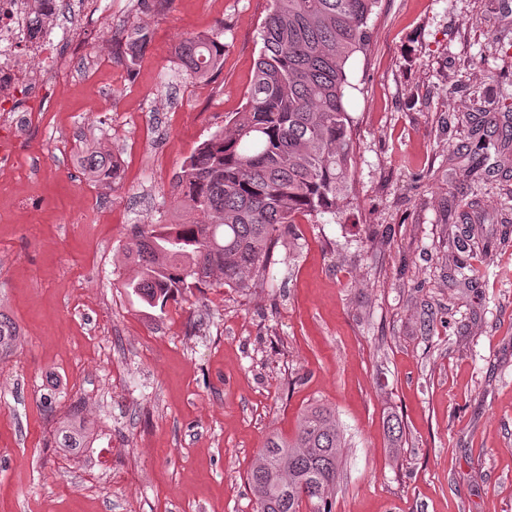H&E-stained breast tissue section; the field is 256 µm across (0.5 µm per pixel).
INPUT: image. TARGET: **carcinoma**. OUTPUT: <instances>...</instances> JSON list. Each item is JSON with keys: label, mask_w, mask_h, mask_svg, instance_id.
<instances>
[{"label": "carcinoma", "mask_w": 512, "mask_h": 512, "mask_svg": "<svg viewBox=\"0 0 512 512\" xmlns=\"http://www.w3.org/2000/svg\"><path fill=\"white\" fill-rule=\"evenodd\" d=\"M378 0H272L261 24L262 48L243 110L184 162L174 182L184 205L178 224H137L125 283L151 308L165 309L194 288L214 283L245 292L264 282L273 249L299 215L336 214L354 181L352 120L345 105L346 66L368 49ZM222 32L192 34L175 56L195 80L224 68ZM150 43L146 29L126 36L121 55L134 63ZM87 178L113 191L112 150L98 142L82 159ZM17 326L0 313V355L16 343ZM386 454L399 464L404 426L384 420ZM61 448L86 435L68 421ZM345 430L335 409L317 401L298 416L291 438L271 434L247 475L254 512H331L329 496L344 469Z\"/></svg>", "instance_id": "obj_1"}]
</instances>
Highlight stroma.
Returning a JSON list of instances; mask_svg holds the SVG:
<instances>
[{
    "label": "stroma",
    "instance_id": "1",
    "mask_svg": "<svg viewBox=\"0 0 512 512\" xmlns=\"http://www.w3.org/2000/svg\"><path fill=\"white\" fill-rule=\"evenodd\" d=\"M70 3L83 51L59 43L70 70L57 92L0 112L5 141L31 104L47 116L0 173V312L19 330L0 357V512H253L251 464L315 400L348 440L332 512H512V242L500 243L512 176L495 170L512 120V0H378L349 67L352 195L280 238L263 285L163 310L124 288L123 250L135 225L181 215L174 177L242 111L271 2ZM138 27L152 42L131 64L107 39ZM217 28L222 71L188 78L175 45ZM95 140L120 164L116 191L82 172ZM468 218L480 244L462 253L451 227ZM73 410L88 441L57 447ZM386 454L391 462L399 464L402 453L404 426L399 415L389 411L384 420Z\"/></svg>",
    "mask_w": 512,
    "mask_h": 512
}]
</instances>
